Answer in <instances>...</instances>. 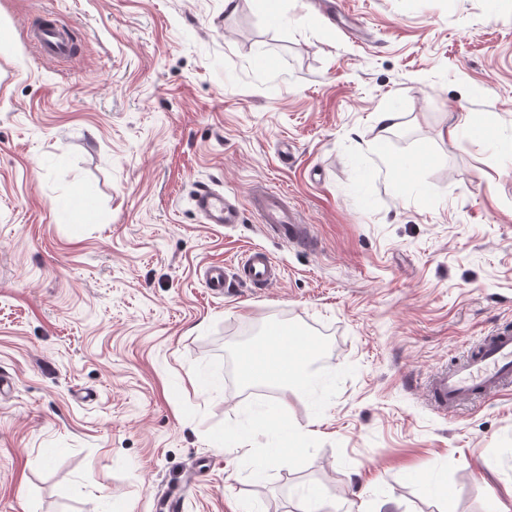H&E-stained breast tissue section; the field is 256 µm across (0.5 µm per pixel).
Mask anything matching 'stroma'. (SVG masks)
I'll return each mask as SVG.
<instances>
[{"label": "stroma", "mask_w": 512, "mask_h": 512, "mask_svg": "<svg viewBox=\"0 0 512 512\" xmlns=\"http://www.w3.org/2000/svg\"><path fill=\"white\" fill-rule=\"evenodd\" d=\"M235 4L0 0V512H300L308 488L325 512L512 508V387L448 413L425 393L512 329V0H344L357 40L311 0ZM47 13L69 62L25 40ZM256 183L314 250L261 227ZM206 185L240 223L204 222ZM255 245L282 278L212 294L204 266ZM271 322L316 345L312 390L236 381ZM285 425L302 451L255 476Z\"/></svg>", "instance_id": "stroma-1"}]
</instances>
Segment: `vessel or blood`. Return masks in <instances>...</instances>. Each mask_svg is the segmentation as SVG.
Here are the masks:
<instances>
[{
  "instance_id": "1",
  "label": "vessel or blood",
  "mask_w": 512,
  "mask_h": 512,
  "mask_svg": "<svg viewBox=\"0 0 512 512\" xmlns=\"http://www.w3.org/2000/svg\"><path fill=\"white\" fill-rule=\"evenodd\" d=\"M66 26L60 17L48 23L30 25V42L45 58L64 59L72 54V45L63 35ZM250 201L260 224L278 239L299 248L310 247L313 238L307 224L289 204L284 193L253 185ZM196 209L209 224H237L239 208L223 193L210 187L200 188L194 196ZM245 283L265 288L277 281L279 271L264 248L250 249L240 264ZM512 385V330L486 336L472 347L461 362L434 372L428 382L430 401L444 410H453L483 396L493 395Z\"/></svg>"
}]
</instances>
